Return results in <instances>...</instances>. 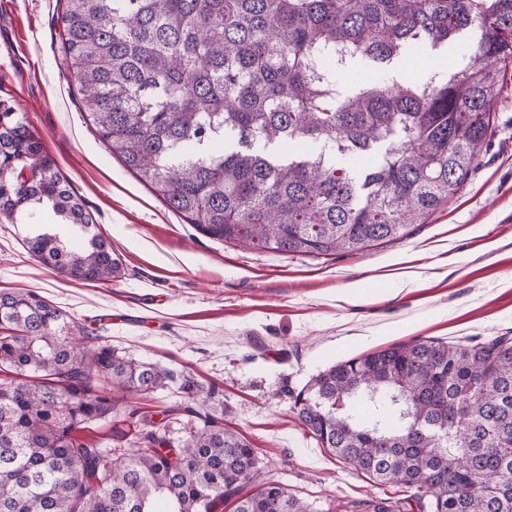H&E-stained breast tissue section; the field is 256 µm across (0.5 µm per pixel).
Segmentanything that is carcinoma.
I'll return each instance as SVG.
<instances>
[{
	"mask_svg": "<svg viewBox=\"0 0 512 512\" xmlns=\"http://www.w3.org/2000/svg\"><path fill=\"white\" fill-rule=\"evenodd\" d=\"M60 52L97 138L203 236L258 251L353 255L401 240L454 197L486 144L512 65V0H64ZM475 26L464 71L384 67ZM43 211L28 251L71 280L122 262L91 233L21 112L0 108V224ZM0 512H307L262 479L254 449L211 413L223 394L128 357L33 292H0ZM179 383L198 419L173 443L127 397ZM303 426L418 512H512V336L397 344L331 365L290 393ZM127 404L133 447L89 436ZM251 486L254 492L240 495Z\"/></svg>",
	"mask_w": 512,
	"mask_h": 512,
	"instance_id": "carcinoma-1",
	"label": "carcinoma"
}]
</instances>
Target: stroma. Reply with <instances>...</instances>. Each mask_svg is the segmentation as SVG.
<instances>
[{
	"label": "stroma",
	"mask_w": 512,
	"mask_h": 512,
	"mask_svg": "<svg viewBox=\"0 0 512 512\" xmlns=\"http://www.w3.org/2000/svg\"><path fill=\"white\" fill-rule=\"evenodd\" d=\"M62 9L0 0V103L25 113L122 276L70 281L30 255L31 225L0 224V291L37 292L122 354L219 387L225 427L308 512H373L379 502L410 512L401 485L373 483L322 448L288 392L393 344L512 336V68L472 176L427 223L356 256L285 255L201 235L108 153L60 60ZM350 286L366 296L351 302ZM138 401L171 440L196 424L177 387Z\"/></svg>",
	"instance_id": "obj_1"
}]
</instances>
